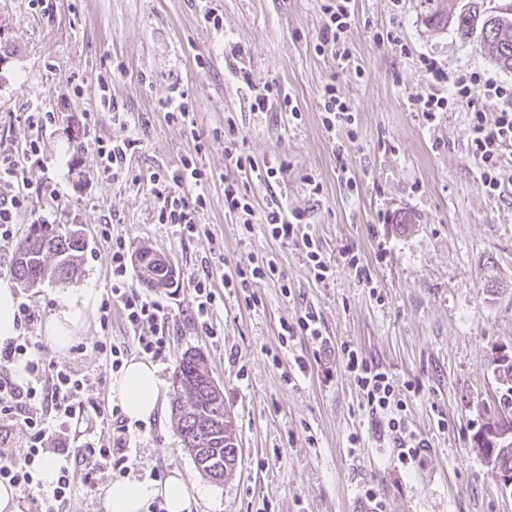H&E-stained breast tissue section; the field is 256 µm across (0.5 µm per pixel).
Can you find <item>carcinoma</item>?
Segmentation results:
<instances>
[{
  "label": "carcinoma",
  "mask_w": 512,
  "mask_h": 512,
  "mask_svg": "<svg viewBox=\"0 0 512 512\" xmlns=\"http://www.w3.org/2000/svg\"><path fill=\"white\" fill-rule=\"evenodd\" d=\"M425 23L444 30L453 28L462 40L479 39V45L498 67L512 71V5L506 10L484 6L482 0H469L458 14L441 7L440 0H424ZM86 248V240L78 228H53L32 224L16 246L11 273L25 287L32 288L46 280H67L78 271V258ZM145 287L160 291L167 284L164 270L141 275ZM174 381L181 393L171 401V416L183 448L200 440L210 448L220 449L219 458L199 468L209 479L226 478L234 472L235 447L231 437L211 419L210 399L205 391L209 370L205 359L197 353H184L178 361ZM499 396L496 415L486 421L477 434L478 448L493 469L512 472V433L500 422L504 414L512 415V361L500 366L496 377Z\"/></svg>",
  "instance_id": "carcinoma-1"
}]
</instances>
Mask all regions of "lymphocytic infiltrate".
I'll use <instances>...</instances> for the list:
<instances>
[{"label": "lymphocytic infiltrate", "instance_id": "1", "mask_svg": "<svg viewBox=\"0 0 512 512\" xmlns=\"http://www.w3.org/2000/svg\"><path fill=\"white\" fill-rule=\"evenodd\" d=\"M320 9L323 23L317 35V50L341 61L348 60L350 51L344 35L353 20L351 0H322ZM424 66L435 83L447 86L448 93L419 99V112L431 122L438 113L467 106L471 157L489 192L498 191L502 186L501 159L505 150L512 147V84L483 77L475 71L452 78L432 59L425 60ZM478 84L484 90L485 101L481 104L475 103L471 96L472 86ZM497 100L504 101V108L487 111V103ZM138 144V138L133 136L119 141L95 140L94 150L103 174L115 179L126 175L127 155L134 152ZM245 146L246 140L240 136L236 125L225 122L224 156L238 170L250 173L252 181L260 184L269 183L286 171L285 160L276 157L256 163ZM149 179L157 200L158 223L173 225L184 236L207 234L203 222L208 204L204 191L207 177L196 156H184L177 168L151 173ZM20 183L21 173L16 162L6 156L0 158V242L13 240L15 217L29 207V199ZM224 207L236 216L246 232H253L259 225L280 244L303 245L308 270L316 281H326L332 275L333 267L310 233L304 211L290 210L279 204L256 210L253 196L234 181L224 185ZM99 237L106 246L112 274V285L98 308L100 325L108 327L112 307L117 304L122 307L133 336L131 347L117 345L106 336L95 342V349L104 355L115 373L120 371L132 349L155 361L165 359L171 350L168 312L160 303L130 288L129 247L125 237L109 224L101 225ZM262 279H274L283 284L288 281L287 275L273 262L256 260L225 278L224 285L244 291L245 303L251 308L256 306L257 300L249 288L253 281ZM145 326L150 329L146 335L141 332ZM335 351L338 362L362 391L370 414L385 419L399 448L400 463L406 466L416 463L425 441L409 430L401 417L403 403L392 375L349 344H341ZM98 386L96 376L80 373L70 363L49 359L43 346L30 337H16L0 348V393L10 398L9 405L0 408V419L21 425L28 434V443L23 449L8 447L7 437L0 435V483L24 491L38 489L42 486L40 473L44 465L50 461L56 465L50 496L32 498V512H59L72 492L74 470H83L85 486L90 490L105 479L128 475L127 450L134 435L119 407L111 408L98 400ZM87 414L111 426V447L98 445L91 438L81 445H71L67 431L73 422Z\"/></svg>", "mask_w": 512, "mask_h": 512}]
</instances>
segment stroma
<instances>
[{
    "mask_svg": "<svg viewBox=\"0 0 512 512\" xmlns=\"http://www.w3.org/2000/svg\"><path fill=\"white\" fill-rule=\"evenodd\" d=\"M210 7L222 15V30L204 22ZM352 8L351 58L341 62L315 50L319 0H57L49 18L30 0H0V142L10 152L33 139L41 146L39 163L23 171L33 210L17 217L18 232L26 234L40 214L82 229L88 242L77 275L20 288V298L47 317L68 294L103 296L110 286L98 234L103 223L114 225L131 251L148 247L170 259L174 288L155 292L139 274L129 279L171 316V355L157 364L162 397H171L182 354L200 353L233 414L241 461L224 481L203 476L166 407L146 422L128 455L131 476L177 470L199 486L195 512H367L359 496L367 484L387 512H512V488L501 485L476 445L495 403L493 361L512 356V160L502 171L501 194L489 195L470 156L465 110L440 113L431 124L415 110L418 98L437 90L423 58L452 76L478 71L512 83V71L477 43L425 25L419 0H353ZM389 32L399 43L385 41ZM228 41L244 55L225 49ZM200 56L207 68H198ZM242 67L256 82L276 81L301 120L251 111V92L237 78ZM105 74L123 114L119 123L100 101L98 78ZM73 76L79 89L69 83ZM175 81L195 114V134L165 117ZM331 82L357 114L355 138L341 131L329 139L322 126L321 91ZM28 112H51L55 120L34 129L24 120ZM88 114L94 125H86ZM229 118L256 162H288L271 185L226 164ZM129 135L141 140L127 159L129 174L107 179L97 169L94 139ZM198 142L210 176L203 219L210 234L185 238L157 223L147 177L179 164ZM345 168L354 189L341 181ZM308 175L321 183L320 195H311ZM228 179L245 185L257 208L278 203L305 211L336 267L333 277L315 281L302 247L246 234L224 208ZM344 246L357 249L370 282L345 267ZM255 256L275 259L290 290L255 281L258 304L250 309L243 293L224 289L223 277ZM204 273L219 288L214 337L192 317L188 281ZM307 310L317 313L332 345L351 344L392 374L407 425L428 442L413 467H401L392 434L369 415L339 363L317 360L307 338L283 346L281 322ZM104 334L125 341L120 308L105 331L89 314L74 338L81 353H45L102 376L107 394L114 376L93 348ZM297 355L309 364L302 376L294 373ZM355 434L360 446L353 450Z\"/></svg>",
    "mask_w": 512,
    "mask_h": 512,
    "instance_id": "obj_1",
    "label": "stroma"
}]
</instances>
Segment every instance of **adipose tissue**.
Returning a JSON list of instances; mask_svg holds the SVG:
<instances>
[{
    "label": "adipose tissue",
    "instance_id": "1",
    "mask_svg": "<svg viewBox=\"0 0 512 512\" xmlns=\"http://www.w3.org/2000/svg\"><path fill=\"white\" fill-rule=\"evenodd\" d=\"M96 305L93 292L85 291L64 300L44 324V334L57 351L70 345ZM163 382L157 367L147 360H129L113 381L112 401L118 405L129 423H140L158 408ZM162 500L166 512H192L197 504L195 488L180 472L165 479L118 478L106 488L105 512H148L150 504Z\"/></svg>",
    "mask_w": 512,
    "mask_h": 512
}]
</instances>
